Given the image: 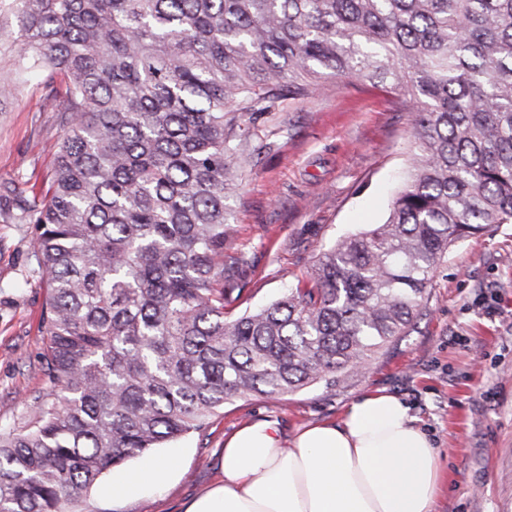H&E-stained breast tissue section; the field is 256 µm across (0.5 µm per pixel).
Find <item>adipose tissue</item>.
I'll return each mask as SVG.
<instances>
[{
	"label": "adipose tissue",
	"instance_id": "obj_1",
	"mask_svg": "<svg viewBox=\"0 0 512 512\" xmlns=\"http://www.w3.org/2000/svg\"><path fill=\"white\" fill-rule=\"evenodd\" d=\"M180 465L175 455L145 459L106 491L139 496L168 484ZM444 481L439 454L408 406L377 390L288 445L272 421L237 429L224 442L218 480L185 512H435Z\"/></svg>",
	"mask_w": 512,
	"mask_h": 512
}]
</instances>
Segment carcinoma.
I'll use <instances>...</instances> for the list:
<instances>
[{"label":"carcinoma","instance_id":"1","mask_svg":"<svg viewBox=\"0 0 512 512\" xmlns=\"http://www.w3.org/2000/svg\"><path fill=\"white\" fill-rule=\"evenodd\" d=\"M17 78L64 85L24 193L55 386L0 433V512H84L101 475L224 404L354 374L422 315L448 249L512 223V0H11ZM326 75L400 95L409 178L310 285L234 312L225 201L246 117Z\"/></svg>","mask_w":512,"mask_h":512}]
</instances>
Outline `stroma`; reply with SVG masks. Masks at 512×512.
I'll list each match as a JSON object with an SVG mask.
<instances>
[{
    "label": "stroma",
    "mask_w": 512,
    "mask_h": 512,
    "mask_svg": "<svg viewBox=\"0 0 512 512\" xmlns=\"http://www.w3.org/2000/svg\"><path fill=\"white\" fill-rule=\"evenodd\" d=\"M59 96L39 80L0 98V431L34 418L52 388L41 313L44 276L35 229L10 218L17 188L42 184L63 133ZM249 161L228 201L224 250L239 258L236 309H257L306 280L317 255L343 236L383 223L409 165L407 114L397 97L327 78L305 99L282 98L249 121ZM397 395L434 438L448 480L436 512H512V224L455 243L435 268L409 335L358 375H338L286 398L240 399L203 432L167 443L181 457L165 487L133 498L92 489L86 512H183L217 478L224 440L256 420L285 438L339 421L366 392Z\"/></svg>",
    "instance_id": "1"
}]
</instances>
